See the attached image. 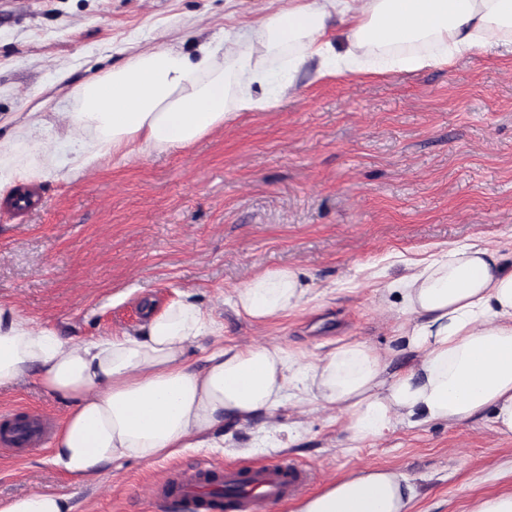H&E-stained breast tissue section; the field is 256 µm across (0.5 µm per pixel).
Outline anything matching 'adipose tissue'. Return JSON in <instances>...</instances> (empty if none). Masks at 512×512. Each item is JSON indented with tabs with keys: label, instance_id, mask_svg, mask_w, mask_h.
I'll return each mask as SVG.
<instances>
[{
	"label": "adipose tissue",
	"instance_id": "ef3b65f1",
	"mask_svg": "<svg viewBox=\"0 0 512 512\" xmlns=\"http://www.w3.org/2000/svg\"><path fill=\"white\" fill-rule=\"evenodd\" d=\"M512 43V0H288L249 28L230 30L191 53L156 47L72 86L71 111L30 112L0 147V199L109 158L191 147L239 113L276 106L311 60L334 79L448 67L490 43ZM372 286L397 313L407 371L361 341L316 360L278 344L239 343L187 351L221 323L190 295L151 313L135 334L74 341L0 303V385L36 378L67 402L49 461L78 482L119 461L220 448L224 426L274 417L287 400L338 411L351 440L481 415L512 437V266L498 249L452 246L405 260ZM293 268L253 274L233 297L257 323L310 300ZM416 487L394 469L368 466L298 502L294 512H411Z\"/></svg>",
	"mask_w": 512,
	"mask_h": 512
}]
</instances>
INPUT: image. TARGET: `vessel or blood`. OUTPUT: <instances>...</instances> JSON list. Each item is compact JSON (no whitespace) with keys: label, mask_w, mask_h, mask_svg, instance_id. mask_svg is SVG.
<instances>
[{"label":"vessel or blood","mask_w":512,"mask_h":512,"mask_svg":"<svg viewBox=\"0 0 512 512\" xmlns=\"http://www.w3.org/2000/svg\"><path fill=\"white\" fill-rule=\"evenodd\" d=\"M40 435L37 423L28 432L0 431V447L31 448ZM313 478L311 470L288 458L247 468L202 462L173 468L162 482L151 486L150 494L174 512H268L302 493ZM219 485L237 487L238 493L213 496V488Z\"/></svg>","instance_id":"1"}]
</instances>
